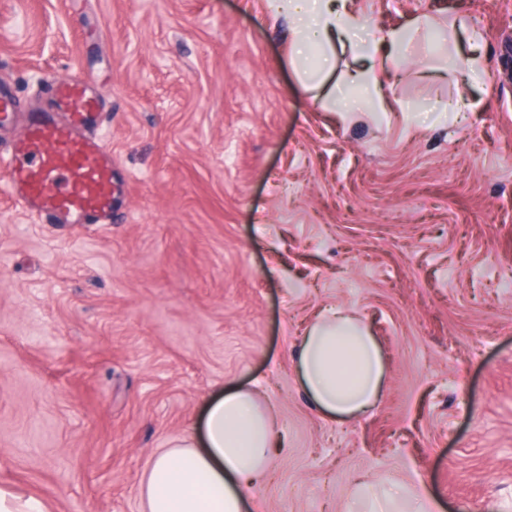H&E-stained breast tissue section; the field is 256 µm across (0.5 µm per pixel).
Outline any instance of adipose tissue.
Here are the masks:
<instances>
[{
    "label": "adipose tissue",
    "mask_w": 512,
    "mask_h": 512,
    "mask_svg": "<svg viewBox=\"0 0 512 512\" xmlns=\"http://www.w3.org/2000/svg\"><path fill=\"white\" fill-rule=\"evenodd\" d=\"M273 14L288 18V40L296 57L319 54L303 82H325L336 49L359 50L366 61L356 77L370 97L396 70L411 42L425 38L432 21L417 18L403 28L367 34V22L350 0H269ZM299 381L315 406L329 417L350 421L371 412L383 394L385 363L380 346L361 320L336 309L320 313L301 338L296 361ZM278 426L269 407L238 387L208 407L200 432L153 462L142 488L148 512H246L260 488ZM440 503L414 486L399 490L355 480L345 512H440Z\"/></svg>",
    "instance_id": "ef3b65f1"
}]
</instances>
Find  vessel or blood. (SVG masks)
<instances>
[{
	"instance_id": "vessel-or-blood-1",
	"label": "vessel or blood",
	"mask_w": 512,
	"mask_h": 512,
	"mask_svg": "<svg viewBox=\"0 0 512 512\" xmlns=\"http://www.w3.org/2000/svg\"><path fill=\"white\" fill-rule=\"evenodd\" d=\"M56 110L26 118L5 162L12 194L47 224L112 221V152L96 136L100 100L83 82L53 89Z\"/></svg>"
}]
</instances>
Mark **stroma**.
<instances>
[{
	"label": "stroma",
	"mask_w": 512,
	"mask_h": 512,
	"mask_svg": "<svg viewBox=\"0 0 512 512\" xmlns=\"http://www.w3.org/2000/svg\"><path fill=\"white\" fill-rule=\"evenodd\" d=\"M375 28L437 17L343 115L300 85L266 0H0V90L98 93L108 224H44L0 180V486L45 512H147L155 458L239 386L286 445L252 512H343L359 476L442 512H512V0H356ZM486 29L483 89L447 18ZM465 98L474 107L427 120ZM342 308L386 357L384 398L322 415L294 372Z\"/></svg>",
	"instance_id": "1"
}]
</instances>
